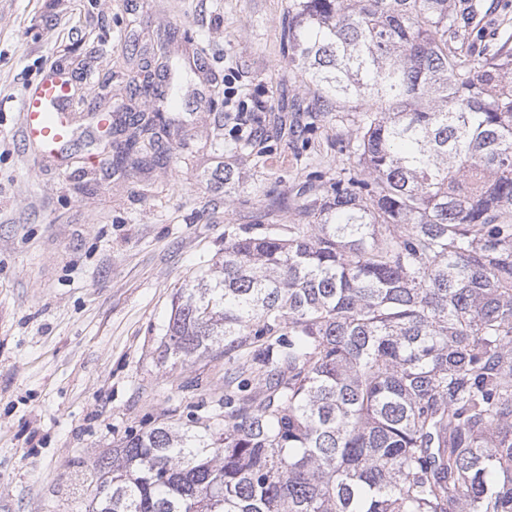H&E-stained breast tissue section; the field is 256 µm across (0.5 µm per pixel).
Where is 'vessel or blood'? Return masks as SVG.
I'll use <instances>...</instances> for the list:
<instances>
[{
    "label": "vessel or blood",
    "mask_w": 512,
    "mask_h": 512,
    "mask_svg": "<svg viewBox=\"0 0 512 512\" xmlns=\"http://www.w3.org/2000/svg\"><path fill=\"white\" fill-rule=\"evenodd\" d=\"M70 95L65 79L48 75L24 97L20 107L22 132L41 153L55 154L71 141L74 129L67 109Z\"/></svg>",
    "instance_id": "obj_1"
}]
</instances>
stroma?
Here are the masks:
<instances>
[{"label": "stroma", "instance_id": "obj_1", "mask_svg": "<svg viewBox=\"0 0 512 512\" xmlns=\"http://www.w3.org/2000/svg\"><path fill=\"white\" fill-rule=\"evenodd\" d=\"M291 0H0V512H87L78 479L127 435L224 416V358H162L179 288L224 238L309 224L307 165L353 168L344 112L310 106L288 62ZM470 39L495 53L512 0H470ZM189 47L177 130L116 164L124 118L154 110L145 89L160 45ZM72 79L78 139L61 161L24 140L19 107L50 70ZM252 111L236 128L224 78ZM117 118L110 135L95 116Z\"/></svg>", "mask_w": 512, "mask_h": 512}]
</instances>
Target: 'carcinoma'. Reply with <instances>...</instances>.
Returning a JSON list of instances; mask_svg holds the SVG:
<instances>
[{
  "instance_id": "obj_1",
  "label": "carcinoma",
  "mask_w": 512,
  "mask_h": 512,
  "mask_svg": "<svg viewBox=\"0 0 512 512\" xmlns=\"http://www.w3.org/2000/svg\"><path fill=\"white\" fill-rule=\"evenodd\" d=\"M459 17L292 0L357 172H311L316 223L234 234L179 289L162 354L224 355V425L125 437L88 512H512V33L480 55ZM132 125L119 163L155 145Z\"/></svg>"
}]
</instances>
